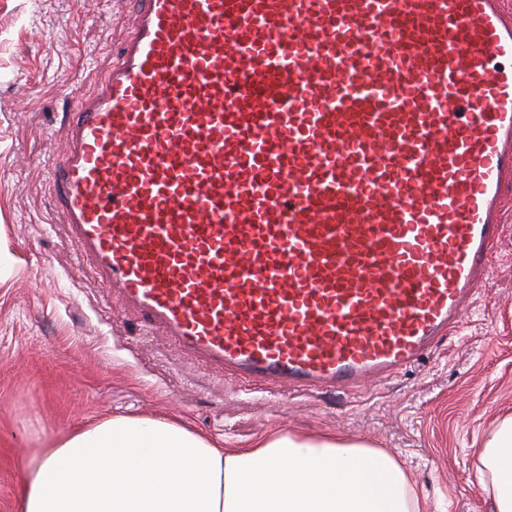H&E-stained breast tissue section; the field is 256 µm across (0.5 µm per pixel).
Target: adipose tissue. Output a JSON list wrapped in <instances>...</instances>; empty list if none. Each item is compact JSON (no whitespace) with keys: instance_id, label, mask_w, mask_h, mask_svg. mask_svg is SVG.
<instances>
[{"instance_id":"obj_1","label":"adipose tissue","mask_w":512,"mask_h":512,"mask_svg":"<svg viewBox=\"0 0 512 512\" xmlns=\"http://www.w3.org/2000/svg\"><path fill=\"white\" fill-rule=\"evenodd\" d=\"M21 512H423L382 450L273 430L228 448L183 424L115 417L22 462ZM481 489L512 512V413L479 447Z\"/></svg>"}]
</instances>
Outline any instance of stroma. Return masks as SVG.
Returning <instances> with one entry per match:
<instances>
[{"mask_svg":"<svg viewBox=\"0 0 512 512\" xmlns=\"http://www.w3.org/2000/svg\"><path fill=\"white\" fill-rule=\"evenodd\" d=\"M133 12L134 0H0V512H15L20 458L114 416L239 445L273 429L333 434L390 452L434 512H492L473 442L512 412V190L463 327L417 364L351 391L249 394L124 309L54 204L69 103L111 70Z\"/></svg>","mask_w":512,"mask_h":512,"instance_id":"obj_1","label":"stroma"}]
</instances>
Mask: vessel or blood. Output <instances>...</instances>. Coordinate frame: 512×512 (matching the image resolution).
<instances>
[{
  "instance_id": "obj_1",
  "label": "vessel or blood",
  "mask_w": 512,
  "mask_h": 512,
  "mask_svg": "<svg viewBox=\"0 0 512 512\" xmlns=\"http://www.w3.org/2000/svg\"><path fill=\"white\" fill-rule=\"evenodd\" d=\"M52 170L102 282L205 365L345 391L460 325L512 184V0H135Z\"/></svg>"
}]
</instances>
